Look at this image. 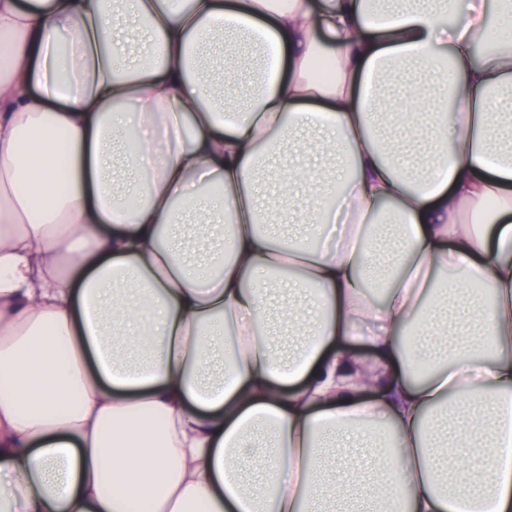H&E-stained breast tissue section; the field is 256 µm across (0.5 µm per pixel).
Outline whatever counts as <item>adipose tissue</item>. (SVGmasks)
<instances>
[{
    "mask_svg": "<svg viewBox=\"0 0 512 512\" xmlns=\"http://www.w3.org/2000/svg\"><path fill=\"white\" fill-rule=\"evenodd\" d=\"M0 512H512V0H0Z\"/></svg>",
    "mask_w": 512,
    "mask_h": 512,
    "instance_id": "obj_1",
    "label": "adipose tissue"
}]
</instances>
